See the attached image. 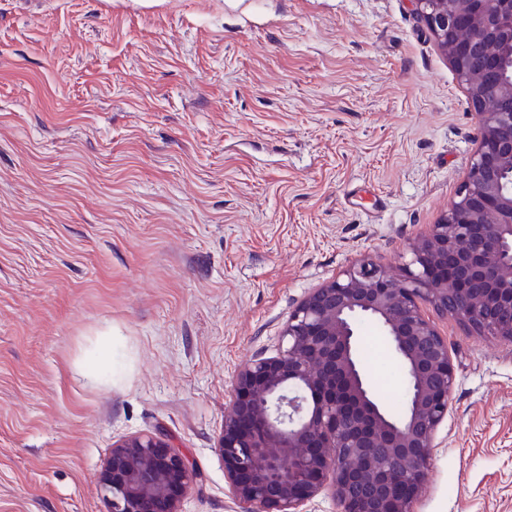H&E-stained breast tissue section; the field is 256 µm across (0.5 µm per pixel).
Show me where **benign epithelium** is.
I'll use <instances>...</instances> for the list:
<instances>
[{
    "instance_id": "1",
    "label": "benign epithelium",
    "mask_w": 512,
    "mask_h": 512,
    "mask_svg": "<svg viewBox=\"0 0 512 512\" xmlns=\"http://www.w3.org/2000/svg\"><path fill=\"white\" fill-rule=\"evenodd\" d=\"M413 2L466 86L480 139L401 278L369 258L350 265L302 298L276 355L233 376L217 451L238 512H301L328 483L339 512H414L454 386L448 344L419 302L512 340V0ZM363 321L404 366L399 419L357 361ZM193 479L184 453L154 433L115 443L98 483L107 512H182Z\"/></svg>"
}]
</instances>
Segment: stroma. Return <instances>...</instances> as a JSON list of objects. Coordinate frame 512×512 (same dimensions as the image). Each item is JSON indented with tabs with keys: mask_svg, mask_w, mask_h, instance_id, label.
I'll use <instances>...</instances> for the list:
<instances>
[{
	"mask_svg": "<svg viewBox=\"0 0 512 512\" xmlns=\"http://www.w3.org/2000/svg\"><path fill=\"white\" fill-rule=\"evenodd\" d=\"M478 137L413 0H0V512H106L113 442L158 430L183 512H235L233 375L352 262L400 276ZM429 317L455 381L416 510L512 512V341Z\"/></svg>",
	"mask_w": 512,
	"mask_h": 512,
	"instance_id": "35a3bbf8",
	"label": "stroma"
}]
</instances>
